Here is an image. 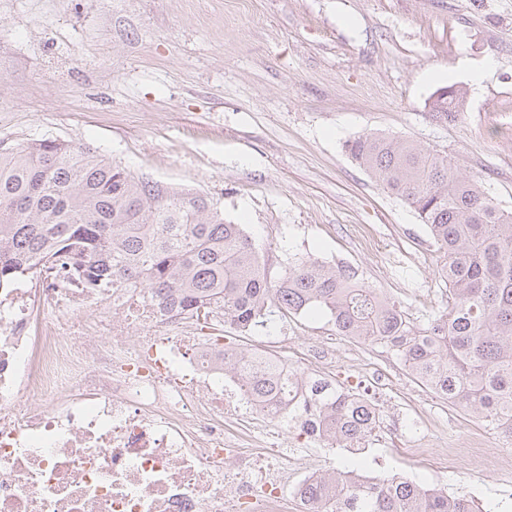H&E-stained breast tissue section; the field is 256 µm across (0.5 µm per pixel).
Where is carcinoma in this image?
Returning a JSON list of instances; mask_svg holds the SVG:
<instances>
[{"instance_id":"1","label":"carcinoma","mask_w":512,"mask_h":512,"mask_svg":"<svg viewBox=\"0 0 512 512\" xmlns=\"http://www.w3.org/2000/svg\"><path fill=\"white\" fill-rule=\"evenodd\" d=\"M432 117L454 122L466 101L453 85ZM345 151L388 194L417 214L440 254L448 287L442 310L422 326L339 262L288 257L272 278L245 225L203 195L169 192L93 153L43 140L0 150V285L57 263L85 288L130 281L173 297L195 315L215 306L224 325L249 334L269 316L322 313L336 335L387 347L448 403L485 415L512 434V212L448 155L398 136L362 133ZM247 393L311 438L349 446L372 436L375 408L328 381L297 386L285 362L231 350ZM334 512H477L463 497L393 475L364 479L336 468L302 491Z\"/></svg>"}]
</instances>
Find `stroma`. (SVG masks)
<instances>
[{
	"label": "stroma",
	"instance_id": "obj_1",
	"mask_svg": "<svg viewBox=\"0 0 512 512\" xmlns=\"http://www.w3.org/2000/svg\"><path fill=\"white\" fill-rule=\"evenodd\" d=\"M489 62L493 75L475 83ZM449 85L465 89L466 108L441 123L426 101ZM365 132L446 153L512 210V0H0V146L81 145L212 197L272 274L292 254L352 264L420 326L446 294L439 254L414 210L347 156L345 142ZM332 330L323 315L277 314L250 334L225 329L224 344L298 369L307 344ZM333 380L372 398L379 422L356 457L296 443L313 467L355 458L367 476L399 474L480 512H512L498 485L512 444L481 415L435 399L385 347L349 338ZM479 448L499 455L437 472L436 458Z\"/></svg>",
	"mask_w": 512,
	"mask_h": 512
}]
</instances>
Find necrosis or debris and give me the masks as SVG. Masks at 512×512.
I'll list each match as a JSON object with an SVG mask.
<instances>
[{"label": "necrosis or debris", "mask_w": 512, "mask_h": 512, "mask_svg": "<svg viewBox=\"0 0 512 512\" xmlns=\"http://www.w3.org/2000/svg\"><path fill=\"white\" fill-rule=\"evenodd\" d=\"M67 271L0 296V512H287L288 425L212 322Z\"/></svg>", "instance_id": "1"}]
</instances>
